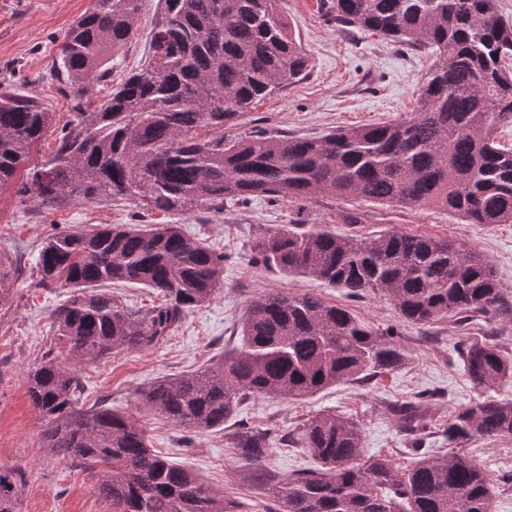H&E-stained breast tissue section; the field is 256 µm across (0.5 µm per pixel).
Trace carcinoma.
<instances>
[{
  "mask_svg": "<svg viewBox=\"0 0 512 512\" xmlns=\"http://www.w3.org/2000/svg\"><path fill=\"white\" fill-rule=\"evenodd\" d=\"M143 0H92L69 28L48 75L65 84L72 118L56 147L30 169L18 194L40 206L127 200L163 212L224 210L228 201L270 202L327 195L380 205H433L469 224H512V149L498 131L512 125V26L497 0H328L336 26L376 32L425 48L433 69L416 109L393 122L316 137L198 136L222 130L261 99L304 76L308 59L278 0H159L141 68L92 107L94 81L109 54L132 41ZM54 125L40 100L0 90V186L15 181L32 146ZM252 261L341 288L353 298L383 295L407 322L450 317L512 320V291L476 251L431 235L388 230L356 238L327 226L280 224L259 235ZM224 260L179 224H112L44 240L39 284L71 294L54 310L55 343L27 374V393L45 421L43 445L95 474L115 512H236V503L149 448L143 430L106 404L83 408L78 368L165 340L187 310L210 300ZM17 271L0 255V301ZM137 284L164 296L146 311L102 290ZM240 347L191 376L166 377L141 405L193 433L224 427L249 397L303 399L350 380L401 368L407 352L392 327L376 328L344 305L311 293L263 291L239 320ZM474 388L512 378V359L489 339L462 343ZM426 396L389 404L407 432L426 427ZM448 442L512 438V399L479 397L448 417ZM242 459L260 463L271 433L224 435ZM318 468L268 489L281 512H493L500 485L473 458L433 455L413 442L411 468L365 456L358 420L330 411L308 418L297 437ZM26 472L0 462V512H18Z\"/></svg>",
  "mask_w": 512,
  "mask_h": 512,
  "instance_id": "obj_1",
  "label": "carcinoma"
}]
</instances>
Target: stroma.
Instances as JSON below:
<instances>
[{
  "label": "stroma",
  "mask_w": 512,
  "mask_h": 512,
  "mask_svg": "<svg viewBox=\"0 0 512 512\" xmlns=\"http://www.w3.org/2000/svg\"><path fill=\"white\" fill-rule=\"evenodd\" d=\"M90 4L91 0H0V84L42 100L59 126L71 117L69 92L44 74L65 31ZM157 5L158 0H145L135 38L114 56L109 80L92 88L93 103L106 101L112 88L143 63ZM280 11L307 55V73L225 127L226 138L254 132L316 136L341 127L388 122L414 111L417 90L435 62L430 51L366 31L338 29L321 0H280ZM17 189L14 183L0 187V254L20 264L9 298L0 302V460L27 473L19 512H113L91 473L44 448V424L27 393L26 375L48 351L54 310L68 295L61 285L36 284L40 245L55 232H85L97 224H178L186 234L228 256L214 296L187 311L164 342L83 365L82 402L87 407L105 403L125 413L144 430L152 450L240 502L239 512H275L268 480L315 468L305 449L285 446L283 440L323 410L359 420L365 455H385L405 468L412 462L410 438L396 427L386 405L429 390L436 402L429 411L423 445L439 455L451 452L444 434L448 417L478 396L457 346L468 338L483 339L491 329L503 354L512 358V323L496 321L466 336L448 321L423 328L404 321L386 297L348 300L342 289L256 266L249 251L256 237L278 224H297L304 230L326 224L358 238L398 229L476 249L503 287L512 289V224H466L436 207L414 211L321 197L279 204L260 199L228 202L218 214L204 209L163 213L129 201H66L44 207L24 200ZM266 290L312 293L330 304H349L372 326L396 327L408 360L376 380L346 382L305 399H246L234 424L268 429L281 439L258 468L226 448L223 432L189 437L171 422L147 413L140 394L158 379L200 372L239 347L243 309L251 297ZM463 452L477 459L490 476L512 471V439L479 440L465 445Z\"/></svg>",
  "instance_id": "obj_1"
}]
</instances>
